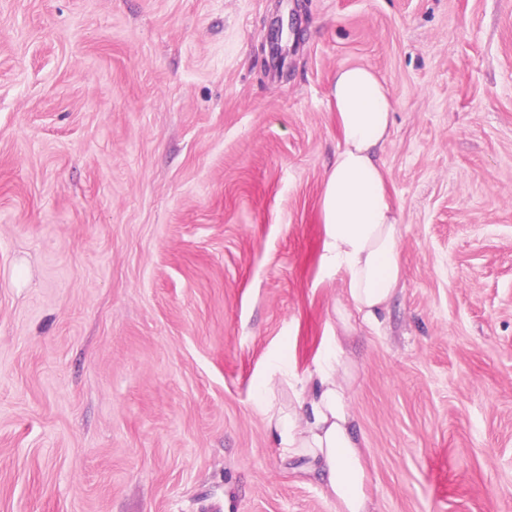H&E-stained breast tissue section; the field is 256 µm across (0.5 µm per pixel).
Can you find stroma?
Here are the masks:
<instances>
[{
    "instance_id": "35a3bbf8",
    "label": "stroma",
    "mask_w": 512,
    "mask_h": 512,
    "mask_svg": "<svg viewBox=\"0 0 512 512\" xmlns=\"http://www.w3.org/2000/svg\"><path fill=\"white\" fill-rule=\"evenodd\" d=\"M347 65L404 266L343 345L370 512H512V0H0V512H336L258 403L346 300Z\"/></svg>"
}]
</instances>
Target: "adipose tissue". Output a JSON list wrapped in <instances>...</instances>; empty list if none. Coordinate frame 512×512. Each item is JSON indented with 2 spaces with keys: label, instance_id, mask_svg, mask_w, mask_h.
<instances>
[{
  "label": "adipose tissue",
  "instance_id": "ef3b65f1",
  "mask_svg": "<svg viewBox=\"0 0 512 512\" xmlns=\"http://www.w3.org/2000/svg\"><path fill=\"white\" fill-rule=\"evenodd\" d=\"M328 100L340 143L321 193L329 262L345 274L348 304L336 311L341 329L352 316L381 324L403 276L400 224L380 153L390 137L394 102L385 81L364 65L337 69ZM353 371L335 348L304 379L267 382L261 410L280 460L315 477L336 512H368L363 437L350 407Z\"/></svg>",
  "mask_w": 512,
  "mask_h": 512
}]
</instances>
